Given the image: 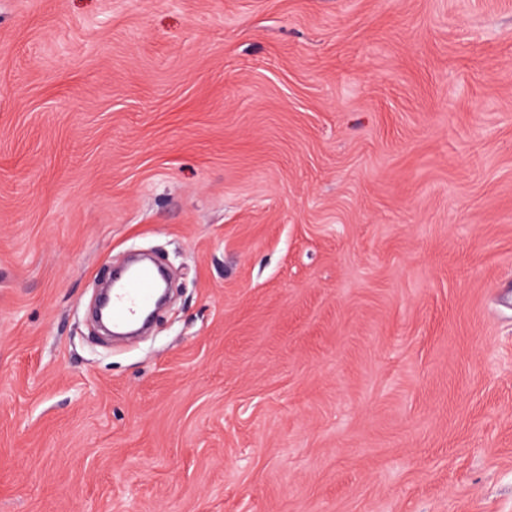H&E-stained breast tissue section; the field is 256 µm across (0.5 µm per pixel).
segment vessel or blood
Returning a JSON list of instances; mask_svg holds the SVG:
<instances>
[{"instance_id":"b4317fda","label":"vessel or blood","mask_w":512,"mask_h":512,"mask_svg":"<svg viewBox=\"0 0 512 512\" xmlns=\"http://www.w3.org/2000/svg\"><path fill=\"white\" fill-rule=\"evenodd\" d=\"M157 279L154 267L141 264L119 284L118 288L113 289L108 315L114 328L126 329L134 326L138 315L154 299Z\"/></svg>"}]
</instances>
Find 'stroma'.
<instances>
[{
	"label": "stroma",
	"instance_id": "1",
	"mask_svg": "<svg viewBox=\"0 0 512 512\" xmlns=\"http://www.w3.org/2000/svg\"><path fill=\"white\" fill-rule=\"evenodd\" d=\"M0 512H512V0H0ZM157 270L138 265L118 288L112 289L108 315L112 326L126 329L135 325L139 314L153 301L157 288Z\"/></svg>",
	"mask_w": 512,
	"mask_h": 512
}]
</instances>
